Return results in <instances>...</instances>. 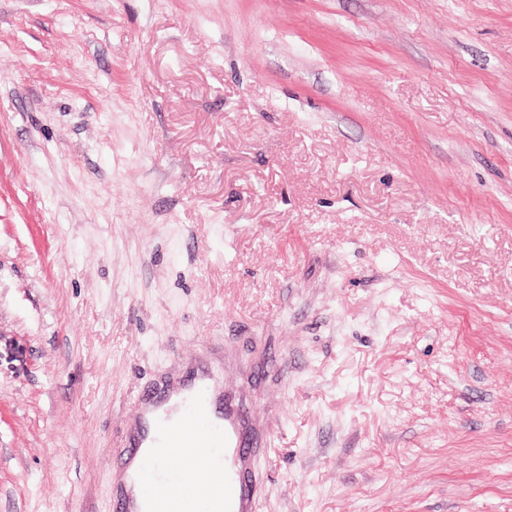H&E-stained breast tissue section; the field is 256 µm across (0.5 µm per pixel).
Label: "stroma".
<instances>
[{
    "label": "stroma",
    "instance_id": "35a3bbf8",
    "mask_svg": "<svg viewBox=\"0 0 512 512\" xmlns=\"http://www.w3.org/2000/svg\"><path fill=\"white\" fill-rule=\"evenodd\" d=\"M191 360L256 512H512V0H0V512Z\"/></svg>",
    "mask_w": 512,
    "mask_h": 512
}]
</instances>
